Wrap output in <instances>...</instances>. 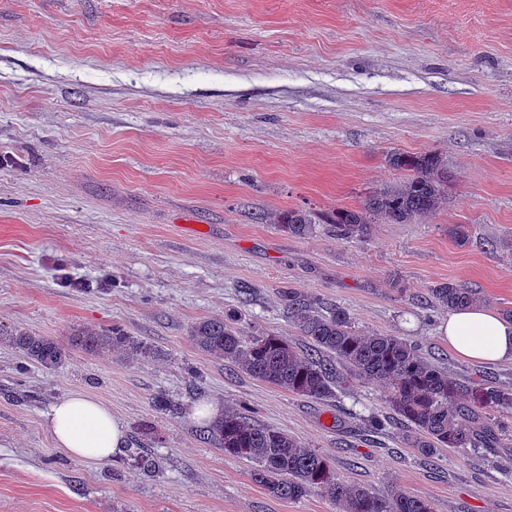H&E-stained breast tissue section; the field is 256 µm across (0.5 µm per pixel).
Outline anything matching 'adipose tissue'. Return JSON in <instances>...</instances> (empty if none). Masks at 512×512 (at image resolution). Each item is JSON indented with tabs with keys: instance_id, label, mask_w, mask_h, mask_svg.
Segmentation results:
<instances>
[{
	"instance_id": "obj_1",
	"label": "adipose tissue",
	"mask_w": 512,
	"mask_h": 512,
	"mask_svg": "<svg viewBox=\"0 0 512 512\" xmlns=\"http://www.w3.org/2000/svg\"><path fill=\"white\" fill-rule=\"evenodd\" d=\"M439 331L463 360L487 365L512 362V321L484 306L450 314ZM48 416L57 445L76 458L104 461L125 445L120 422L93 398L71 395L54 404Z\"/></svg>"
}]
</instances>
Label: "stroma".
Listing matches in <instances>:
<instances>
[{
  "instance_id": "obj_1",
  "label": "stroma",
  "mask_w": 512,
  "mask_h": 512,
  "mask_svg": "<svg viewBox=\"0 0 512 512\" xmlns=\"http://www.w3.org/2000/svg\"><path fill=\"white\" fill-rule=\"evenodd\" d=\"M393 152L439 154L448 202L366 240L326 225L296 238L268 214L361 206L404 178ZM0 512H338L273 497L248 459L199 437L203 403L316 449L339 480L397 484L432 512H512V432L482 459L427 465L384 389L316 401L201 353L191 326L238 316L305 347L281 288L346 307L356 330L417 341L456 378L512 384V362L462 360L427 307L453 281L512 309V0H0ZM118 328L155 356L74 348L56 369L8 333L61 342ZM78 393L118 418L112 459L53 441L52 405ZM180 405L157 410L155 396ZM158 456L147 476L131 449Z\"/></svg>"
}]
</instances>
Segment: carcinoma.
<instances>
[{"mask_svg":"<svg viewBox=\"0 0 512 512\" xmlns=\"http://www.w3.org/2000/svg\"><path fill=\"white\" fill-rule=\"evenodd\" d=\"M388 162L406 171L407 177L374 192L362 207L338 208L320 216L305 207L295 208L276 214L273 223L299 238L326 224L341 239L360 240L379 221L410 224L440 209L445 200L442 185L448 181V165L440 156L393 153ZM280 300L288 319L308 340L306 348L278 336H249L237 327L234 316L200 320L191 326L190 337L195 347L233 363L250 377L314 400L336 397L351 380L383 385L403 440L427 459L442 448L485 454L499 448L507 426L491 416L512 413V385L452 378L424 357L414 341L359 333L346 308L327 306L299 288L281 289ZM477 301L475 290L448 282L430 289L426 304L454 312ZM9 342L25 359L47 370L66 357L64 345L30 331L10 334ZM74 342L91 352L124 348L132 358L150 352L146 344L115 330L108 334L85 328ZM203 439L228 456L253 461L255 480L277 498L299 499L320 492L339 505L340 512H432L428 502L395 485L378 493L338 481L324 456L280 429L253 423L240 409H224V415L203 431Z\"/></svg>","mask_w":512,"mask_h":512,"instance_id":"carcinoma-1","label":"carcinoma"}]
</instances>
